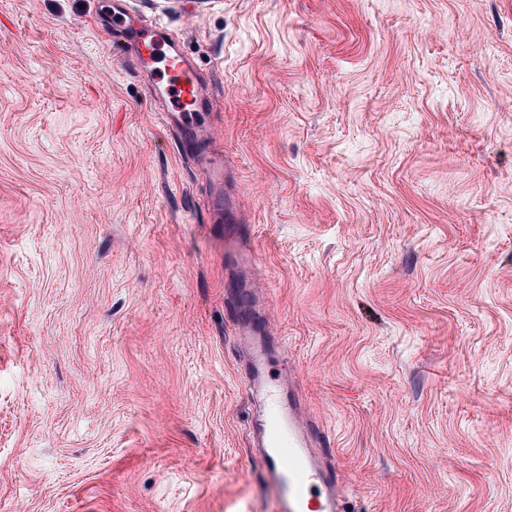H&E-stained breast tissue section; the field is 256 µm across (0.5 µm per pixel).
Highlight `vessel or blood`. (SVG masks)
I'll return each instance as SVG.
<instances>
[{
    "label": "vessel or blood",
    "instance_id": "b4317fda",
    "mask_svg": "<svg viewBox=\"0 0 512 512\" xmlns=\"http://www.w3.org/2000/svg\"><path fill=\"white\" fill-rule=\"evenodd\" d=\"M134 40L146 66L153 64L159 47L172 42L159 24L139 27ZM154 79L162 83V95L170 102L165 110L168 129L197 143L208 142L210 132L200 121L209 103L207 88L192 66L170 54L164 73ZM237 326L247 346L250 395L258 405L252 445L265 463L266 482L279 500L280 512H347L334 465L316 453L314 430L299 417L296 388H285L272 368L269 341L259 335L245 308L237 310Z\"/></svg>",
    "mask_w": 512,
    "mask_h": 512
}]
</instances>
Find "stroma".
Returning a JSON list of instances; mask_svg holds the SVG:
<instances>
[{
    "label": "stroma",
    "mask_w": 512,
    "mask_h": 512,
    "mask_svg": "<svg viewBox=\"0 0 512 512\" xmlns=\"http://www.w3.org/2000/svg\"><path fill=\"white\" fill-rule=\"evenodd\" d=\"M0 0V512H279L228 289L349 512H512V0ZM210 81L251 255L128 62ZM134 40L138 46L139 60L145 66L154 63L159 47L167 45L172 49L173 39L160 24L139 27L134 31Z\"/></svg>",
    "instance_id": "obj_1"
}]
</instances>
